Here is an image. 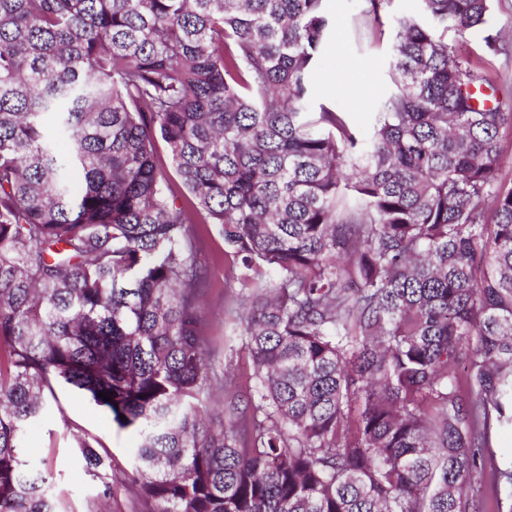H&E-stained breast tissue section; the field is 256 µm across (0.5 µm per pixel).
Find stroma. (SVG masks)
Instances as JSON below:
<instances>
[{
    "mask_svg": "<svg viewBox=\"0 0 512 512\" xmlns=\"http://www.w3.org/2000/svg\"><path fill=\"white\" fill-rule=\"evenodd\" d=\"M364 0H327L328 15L336 23L332 50L321 58L311 76L312 105H332L351 113L361 134L369 135L373 100L391 90L388 63L391 58L389 34L397 21L417 13L418 0H386L380 15L384 33L370 48H362L351 31L354 17L360 15ZM501 33V51L492 65L499 98L512 112V0H495L485 31L472 32L461 47L472 57L484 54L485 32ZM195 233L201 241V258L210 270V289L205 321L213 341L216 371L232 379L240 395H248L252 361L241 340L243 326L237 317L224 312V277L236 261L224 249V239L216 225L198 224ZM57 411L32 422L25 432V451L33 461H45L58 488L67 492L70 512H87L97 497L98 486L87 475L70 433L85 431L89 441L110 457L114 469H130L135 462L138 436L133 429L118 428L109 414L65 386L55 390Z\"/></svg>",
    "mask_w": 512,
    "mask_h": 512,
    "instance_id": "35a3bbf8",
    "label": "stroma"
}]
</instances>
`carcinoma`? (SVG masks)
<instances>
[{"label": "carcinoma", "mask_w": 512, "mask_h": 512, "mask_svg": "<svg viewBox=\"0 0 512 512\" xmlns=\"http://www.w3.org/2000/svg\"><path fill=\"white\" fill-rule=\"evenodd\" d=\"M493 2L398 21L362 140L310 105L325 0H0V512H67L21 443L60 384L140 435L120 479L76 438L95 512H512V112L448 42ZM194 224L238 260L243 407Z\"/></svg>", "instance_id": "cac0c4a2"}]
</instances>
